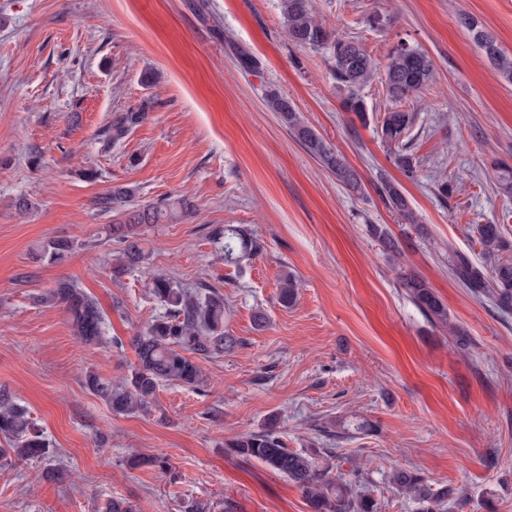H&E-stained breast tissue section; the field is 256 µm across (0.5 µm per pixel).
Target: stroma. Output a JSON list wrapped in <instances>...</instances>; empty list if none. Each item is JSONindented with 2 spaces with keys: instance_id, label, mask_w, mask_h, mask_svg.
Here are the masks:
<instances>
[{
  "instance_id": "1",
  "label": "stroma",
  "mask_w": 512,
  "mask_h": 512,
  "mask_svg": "<svg viewBox=\"0 0 512 512\" xmlns=\"http://www.w3.org/2000/svg\"><path fill=\"white\" fill-rule=\"evenodd\" d=\"M316 6L377 63L401 44L431 57L430 86L400 103L415 116L414 176L378 133L392 105L384 75L360 92L365 117L346 111L327 53L289 41L280 0H0V388L50 443L48 458L0 460V512H105L114 497L137 512H180L191 499L214 512H310L286 477L224 450L270 425L288 448L331 458L332 476L356 480L379 512H417L389 482L400 467L455 489L448 512H512V314L450 274L455 253L483 263L475 224L501 225L512 259V196L496 183L498 163L512 165V80L460 23L472 17L512 55V0ZM373 11L381 18L371 27ZM238 46L259 71L241 66ZM144 71L154 85L141 83ZM269 88L357 172L360 190L268 109ZM141 111L123 141L106 143L115 113ZM33 147L41 166L29 159ZM381 177L398 185L416 223L386 207ZM116 185L134 188L141 204L184 195L197 208L179 223L145 226L147 259L121 274L112 217L95 206ZM20 196L31 210L13 207ZM227 224L247 229L262 253L225 264L213 236ZM372 224L388 230L398 255L372 237ZM60 237L73 243L61 263L37 259V245ZM403 270L444 300L467 347L414 306ZM155 273L221 292L224 329L239 344L202 361V390L167 384L150 414L117 415L83 378L130 372V337L164 313L150 291ZM289 273L299 294L286 306ZM62 277L104 311L100 344L79 341L62 307L37 303ZM135 454L165 457L170 470L130 468Z\"/></svg>"
}]
</instances>
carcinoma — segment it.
<instances>
[{
  "instance_id": "carcinoma-1",
  "label": "carcinoma",
  "mask_w": 512,
  "mask_h": 512,
  "mask_svg": "<svg viewBox=\"0 0 512 512\" xmlns=\"http://www.w3.org/2000/svg\"><path fill=\"white\" fill-rule=\"evenodd\" d=\"M281 14L288 39L299 47L326 50L333 61L332 71L337 87L347 91L343 105L350 112H366L358 91L375 78L378 64L367 53L357 36L331 31L320 20L313 0H281ZM464 24L483 49L487 58L508 79H512V56L483 31L474 19ZM388 93L400 99L410 92H419L433 79L434 64L424 52L399 46L390 52L385 64ZM270 109L288 125L297 140L319 163L345 185L360 189L358 175L326 144L320 135L300 118L287 98L274 89L265 94ZM146 117L144 112H124L115 116L104 130L105 140L113 143L126 137ZM413 117L403 110L385 113L379 134L394 149L396 165L409 176L415 169L403 137L412 126ZM388 207L408 224L416 223L413 209L403 192L384 178L376 186ZM135 191L117 186L98 197L97 209L116 212L121 220L112 225L114 240L120 245V270L134 268L146 259L139 228L145 224H174L183 220L192 205L178 197L161 202L138 204ZM478 241L490 266L473 263L465 254H457L452 262V276L478 298L488 299L499 311L512 312V260L499 259L505 249L498 224L476 225ZM370 234L389 252H398V244L380 224L370 225ZM224 263L236 264L255 253L259 244L242 228L226 225L215 237ZM72 249L66 239H51L36 250L37 257L48 261L61 259ZM401 286L418 309L433 323L453 333L457 343H467L465 330L452 324L448 306L426 281L416 273H400ZM152 294L165 312L143 333L131 337L130 347L136 362L130 374L118 382L101 378L89 371L85 388L103 400L119 415L148 413L161 386L168 383L199 389L206 383L198 360L216 358L233 348L237 339L224 332V295L211 289L189 290L164 274L151 277ZM298 281L289 274L281 282L280 299L286 305L295 302ZM37 302L62 305L69 315L75 335L87 344H94L105 334V317L99 303L68 278L56 281L53 288L37 297ZM0 438L7 447L0 448V457L12 455L20 461L43 459L50 453L49 442L28 416V411L7 390H0ZM228 451L246 460H257L272 471L297 484L310 512H378L379 505L364 492H355L340 479L329 476V468L316 464L306 453L289 449L272 427L260 432H247L224 443ZM390 482L398 491L419 504L418 512H441L455 491L446 487L437 490L414 469L397 468Z\"/></svg>"
}]
</instances>
